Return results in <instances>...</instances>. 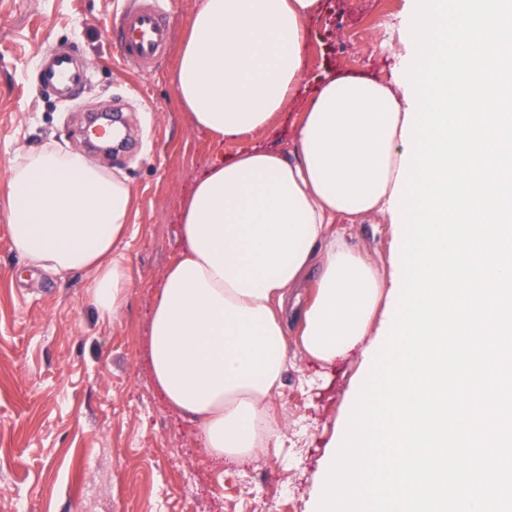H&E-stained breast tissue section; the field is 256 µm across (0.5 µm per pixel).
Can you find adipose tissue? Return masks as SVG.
<instances>
[{"mask_svg":"<svg viewBox=\"0 0 512 512\" xmlns=\"http://www.w3.org/2000/svg\"><path fill=\"white\" fill-rule=\"evenodd\" d=\"M319 4L200 0L180 50L178 99L214 150L180 203V251L155 289L147 362L169 407L224 460H245L275 437L271 399L291 324L311 359L333 363L370 335L395 289L385 266L329 228L392 217L405 87L323 74L291 146L248 144L224 157L225 139L269 128L299 94ZM133 206L122 179L50 148L13 163L5 194L16 253L54 274L92 273L108 320L133 284L121 252Z\"/></svg>","mask_w":512,"mask_h":512,"instance_id":"obj_1","label":"adipose tissue"}]
</instances>
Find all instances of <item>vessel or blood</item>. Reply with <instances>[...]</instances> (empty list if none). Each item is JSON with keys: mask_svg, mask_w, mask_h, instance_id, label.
Instances as JSON below:
<instances>
[{"mask_svg": "<svg viewBox=\"0 0 512 512\" xmlns=\"http://www.w3.org/2000/svg\"><path fill=\"white\" fill-rule=\"evenodd\" d=\"M169 32L170 20L160 0H132L120 18V58L143 69L150 67L161 55ZM91 73V65L73 50L51 45L41 53L38 89L59 101L71 102Z\"/></svg>", "mask_w": 512, "mask_h": 512, "instance_id": "1", "label": "vessel or blood"}]
</instances>
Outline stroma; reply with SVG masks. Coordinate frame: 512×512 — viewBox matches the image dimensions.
<instances>
[{
  "label": "stroma",
  "instance_id": "obj_1",
  "mask_svg": "<svg viewBox=\"0 0 512 512\" xmlns=\"http://www.w3.org/2000/svg\"><path fill=\"white\" fill-rule=\"evenodd\" d=\"M122 0H0V191L11 161L43 148L85 152L87 113L120 106L137 146L97 164L125 180L135 199L122 252L133 272L122 313L100 317L84 271L53 274L24 262L0 214V512H310L321 462L359 375L353 351L323 366L288 336L287 366L272 405L278 447L245 463L212 457L196 422L168 407L146 361L155 287L179 250L178 207L213 154V136L193 127L177 97L178 54L197 0H164L171 39L142 73L114 48ZM410 0H322L303 50L310 97L332 69L391 80L406 49L400 23ZM61 45L89 59L90 85L63 103L35 95L38 56ZM300 109L271 129L228 139L288 145ZM356 251L387 259L391 226L376 216L341 224ZM250 475L243 488L239 475Z\"/></svg>",
  "mask_w": 512,
  "mask_h": 512
}]
</instances>
